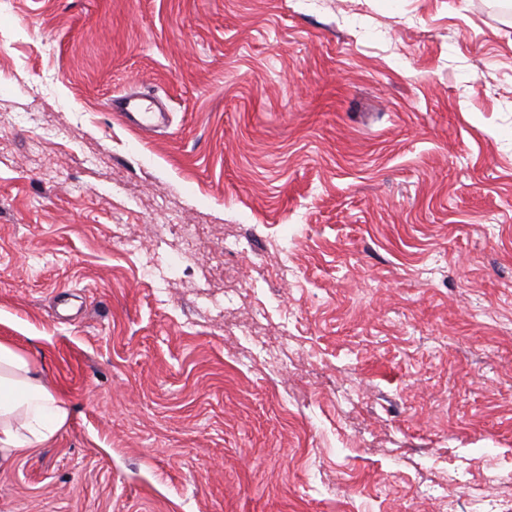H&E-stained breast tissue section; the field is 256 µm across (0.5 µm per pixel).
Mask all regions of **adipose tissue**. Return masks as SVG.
<instances>
[{"label":"adipose tissue","mask_w":512,"mask_h":512,"mask_svg":"<svg viewBox=\"0 0 512 512\" xmlns=\"http://www.w3.org/2000/svg\"><path fill=\"white\" fill-rule=\"evenodd\" d=\"M69 419L66 393L50 386L28 355L0 341V466L52 444Z\"/></svg>","instance_id":"1"}]
</instances>
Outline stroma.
<instances>
[{
    "label": "stroma",
    "mask_w": 512,
    "mask_h": 512,
    "mask_svg": "<svg viewBox=\"0 0 512 512\" xmlns=\"http://www.w3.org/2000/svg\"><path fill=\"white\" fill-rule=\"evenodd\" d=\"M0 338V512H512V0H0ZM111 112H117L121 121L143 133L156 132L169 124V112L162 101L154 96L127 90L108 101ZM69 419L66 393L50 386L28 355L0 341V466L52 444Z\"/></svg>",
    "instance_id": "stroma-1"
}]
</instances>
